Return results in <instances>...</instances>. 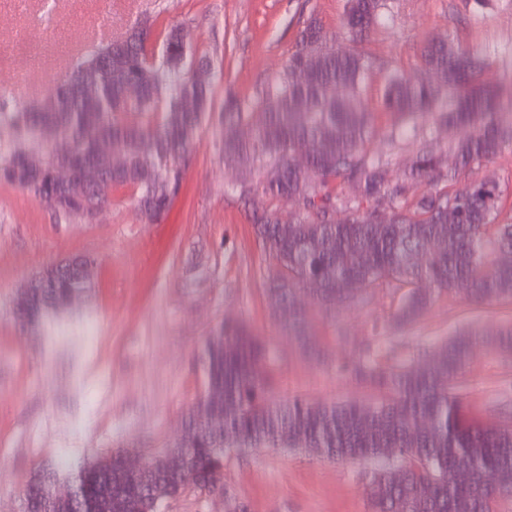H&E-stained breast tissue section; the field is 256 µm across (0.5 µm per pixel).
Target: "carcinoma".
<instances>
[{"label": "carcinoma", "instance_id": "obj_1", "mask_svg": "<svg viewBox=\"0 0 512 512\" xmlns=\"http://www.w3.org/2000/svg\"><path fill=\"white\" fill-rule=\"evenodd\" d=\"M380 0H348L343 42L317 22L301 32L283 74L266 89L253 111L230 98L224 105L218 148L224 162L259 173L255 181L232 185V192L255 205L253 224L263 250L277 262L268 292L281 322L310 349L303 331V298L327 310L359 303L372 288L402 292L387 329L400 332L416 322L433 297L455 292L474 304L512 298V224L498 223L502 191L489 175L453 190L458 177L512 152V123L504 124L503 92L477 78L473 53L449 34L432 38L423 49L425 66L441 83L410 82L389 75L385 105L394 115L391 140L410 121L458 128L449 146L454 167L423 143L407 163L402 179L387 177L394 152L370 149L373 112L360 85L370 62L355 44L384 22ZM180 28L152 38L151 26L135 22L126 36L78 61L72 73H89L94 61H110L107 80L92 102L60 91L40 109L15 106L1 112L18 133L42 149L41 174L28 167L30 154L0 153V179L47 205L57 192L52 178L61 164L79 168L96 160L99 144L112 145V165L87 198L112 206V190L129 188L142 217L159 220L178 193L192 162L196 132L211 104V83L185 76L193 60ZM307 78L297 81L295 73ZM138 81L134 101L124 87ZM250 129L243 135L240 127ZM426 182L430 189L415 194ZM357 189L353 197L338 191ZM299 197L304 208L282 220L277 210L257 207ZM343 212L344 221L332 219ZM45 288H28L16 298L15 316L38 320L63 304L73 283L68 265L42 272ZM349 279L359 282L346 288ZM429 284L427 290L419 284ZM481 334L472 326L448 337L425 364L399 359L396 344L381 349L371 339L355 345L354 378L389 394L388 401L314 404L303 398L275 402L271 380L257 377L267 348L242 325L227 326L206 338L199 358L205 389L188 408L189 426L215 420L193 445V471L185 480L157 468L137 488L135 509L162 502L224 480V439L235 435L245 448H310L329 460H373L369 478L372 512H501L512 502V428L469 419L456 384L465 372L472 345ZM395 448L387 458L382 449ZM119 466L118 453L86 464L67 462L75 488L71 502H50L43 485L57 471L41 470L24 490L25 512H90L107 474ZM471 469L470 484L456 481Z\"/></svg>", "mask_w": 512, "mask_h": 512}]
</instances>
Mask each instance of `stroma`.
<instances>
[{
  "mask_svg": "<svg viewBox=\"0 0 512 512\" xmlns=\"http://www.w3.org/2000/svg\"><path fill=\"white\" fill-rule=\"evenodd\" d=\"M347 0H56L44 22L41 0H0V86L28 106L42 102L55 78L124 35L135 19L178 25L190 50L206 58L212 110L200 126L192 163L165 216L141 219L131 193L118 189L97 221L63 218L31 193L0 182V512H24V489L41 467L69 455L92 462L119 448L159 451L186 428L204 376L197 356L206 336L245 325L268 344L271 396L318 404L385 401L347 368L395 312L400 297L369 290L363 303L325 312L306 302L319 357L305 354L283 329L267 283L275 262L257 242L252 208L228 191L216 132L227 95L253 105L282 74L301 31L318 21L344 32ZM387 21L357 45L371 63L363 94L374 106L373 150L385 149L391 115L382 106L397 71L435 81L421 56L429 39L450 33L481 52L480 79L512 83V0H382ZM60 40L37 69L26 66L15 33ZM78 256L93 260L91 285L67 309L33 325L15 320L18 294L47 267ZM512 324V299L473 304L447 293L407 332V351L429 358L456 329L473 325V345L458 391L468 413L512 427V359L486 340ZM368 461L336 462L307 448H253L224 456L226 497L190 492L161 512H370Z\"/></svg>",
  "mask_w": 512,
  "mask_h": 512,
  "instance_id": "obj_1",
  "label": "stroma"
}]
</instances>
